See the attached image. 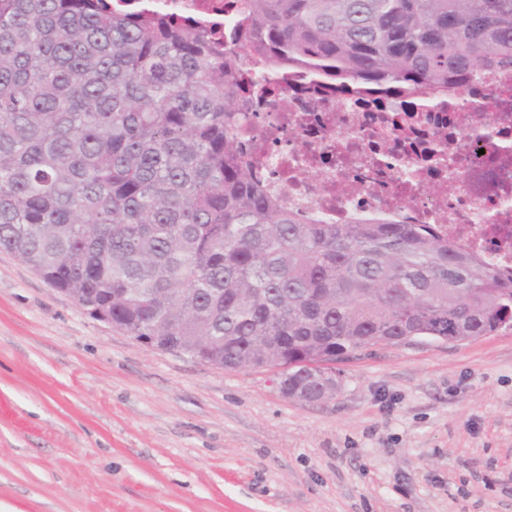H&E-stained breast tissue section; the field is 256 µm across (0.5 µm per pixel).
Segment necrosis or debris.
<instances>
[{
	"label": "necrosis or debris",
	"mask_w": 512,
	"mask_h": 512,
	"mask_svg": "<svg viewBox=\"0 0 512 512\" xmlns=\"http://www.w3.org/2000/svg\"><path fill=\"white\" fill-rule=\"evenodd\" d=\"M292 82L253 99L243 138L253 178L288 209L312 224H432L512 272V69L471 75L411 117L383 89L325 98Z\"/></svg>",
	"instance_id": "4bbe7bcc"
}]
</instances>
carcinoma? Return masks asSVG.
<instances>
[{"instance_id":"cac0c4a2","label":"carcinoma","mask_w":512,"mask_h":512,"mask_svg":"<svg viewBox=\"0 0 512 512\" xmlns=\"http://www.w3.org/2000/svg\"><path fill=\"white\" fill-rule=\"evenodd\" d=\"M243 37L118 0H0V251L112 323L227 369L336 364L512 323V273L430 224H305L239 148L248 65L328 88L512 68V0H238Z\"/></svg>"}]
</instances>
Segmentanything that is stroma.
Here are the masks:
<instances>
[{"label":"stroma","mask_w":512,"mask_h":512,"mask_svg":"<svg viewBox=\"0 0 512 512\" xmlns=\"http://www.w3.org/2000/svg\"><path fill=\"white\" fill-rule=\"evenodd\" d=\"M321 403L154 349L0 251V507L512 512V327L380 345Z\"/></svg>","instance_id":"35a3bbf8"}]
</instances>
